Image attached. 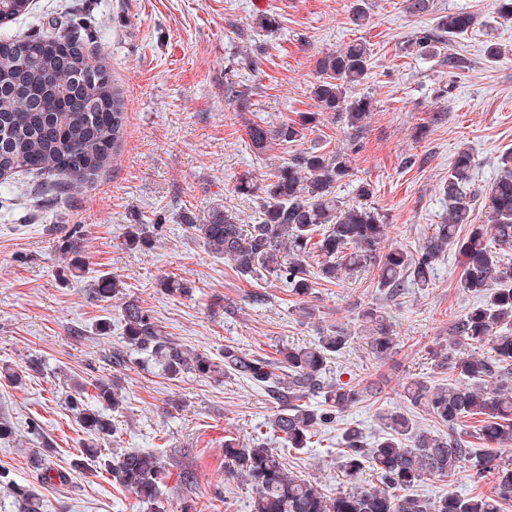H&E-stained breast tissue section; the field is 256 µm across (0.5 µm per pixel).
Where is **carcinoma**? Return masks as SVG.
Returning a JSON list of instances; mask_svg holds the SVG:
<instances>
[{"instance_id":"obj_1","label":"carcinoma","mask_w":512,"mask_h":512,"mask_svg":"<svg viewBox=\"0 0 512 512\" xmlns=\"http://www.w3.org/2000/svg\"><path fill=\"white\" fill-rule=\"evenodd\" d=\"M31 0H0V19L8 23L26 14ZM475 25L469 12L436 17L431 29L415 37L426 54L441 55L448 39L468 33ZM97 36L78 20H54L36 34L0 38V174L27 172L50 181L59 194H70L116 159L123 137L124 112L112 75L95 48ZM320 77L311 94L318 111L301 112L296 120L276 126L248 125L249 148L262 155L278 141L286 145L305 139L324 112L345 115L350 128H361L371 112L370 100L349 94L367 78L369 48L361 42L329 51L319 62ZM474 158L461 148L454 156L442 194L448 217L411 252L390 241L391 225L371 206L372 184L360 183L355 201L337 199L336 184L351 176L348 161L316 148L304 149L275 165L259 184L250 172L239 176L238 195L257 200L258 217L242 223L225 206L213 208L203 221L185 212L181 221L200 237L211 253L224 259L243 277L274 273L299 296L311 294L317 282L336 283L345 275L377 272L378 286L394 297L406 285L432 287L435 266L466 230L460 253L463 271L458 288L478 299L455 323L458 341L473 348L466 358L448 365V355L433 353L437 367L451 368L458 377L429 387L415 381L406 398L448 425V435H433L401 412L383 417L385 434L373 445L356 429L344 432L345 450L339 472L345 489L329 496L315 482L291 475L281 449L255 437L247 443L224 442V476L242 478L254 493L252 512H512V458L484 453L473 456L470 442L455 434L467 417H481L476 435L484 444L512 448V264L504 253L512 249V152L501 155L498 174L483 193L471 189ZM483 204L488 223L472 222L476 204ZM160 224H130L125 246L145 253L156 244ZM68 269L82 271L81 249L70 237L64 246ZM120 294L119 283L100 277L93 298L106 301ZM121 345L109 357L117 367L133 354L148 355L162 364L170 378L192 373L200 377H242L265 390L277 404L271 427L287 448H304L336 413L359 402L360 389L324 378L331 355L341 352L350 336L336 329L322 334L312 346L288 347L279 358L265 360L224 346L223 364L206 353L190 350L167 336L148 310L134 301L124 304ZM367 350L379 361L394 349L388 317L369 308ZM80 386L70 395L88 436V460L132 491L142 503L154 504L164 472L160 457L134 451L102 453L98 442L115 432L112 420L85 407L84 400L105 403L117 412L123 400L109 380ZM323 396L313 408L305 403ZM471 463L473 480L492 477V491L469 497L448 492L423 499L410 490L430 477L455 476L461 463ZM377 472L380 487L361 483L365 468Z\"/></svg>"}]
</instances>
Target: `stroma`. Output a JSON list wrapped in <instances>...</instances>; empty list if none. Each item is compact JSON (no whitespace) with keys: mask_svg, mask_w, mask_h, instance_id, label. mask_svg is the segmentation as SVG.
<instances>
[{"mask_svg":"<svg viewBox=\"0 0 512 512\" xmlns=\"http://www.w3.org/2000/svg\"><path fill=\"white\" fill-rule=\"evenodd\" d=\"M353 2L33 0L27 14L0 26V35L25 36L52 19H91L125 112L116 162L82 190L43 203L29 195V174L0 180V197L14 200L0 207V368L24 378L17 386L0 380V420L13 428L0 440V512H24L26 492L41 512H179L186 502L195 512H251V486L224 476V443L272 437L271 398L234 377L172 379L137 354L127 366L112 367L108 356L120 342L127 299L149 310L167 335L216 360L228 344L274 359L280 349L316 342L323 331L347 332L351 341L330 360L326 378L360 388L362 401L283 459L289 472L327 494L339 489L336 465L347 428H359L371 443L383 435L382 415L399 411L422 429L442 432L411 405L405 389L415 380L434 385L449 378L434 351L453 362L468 354L452 333L473 303L457 286L458 247H449L424 291L409 287L391 298L374 273L361 272L300 297L275 275L241 277L180 220L185 212L203 217L226 205L252 223V198L233 191L238 176L249 171L264 180L275 163L314 146L349 160L351 175L336 186L339 200L371 183L372 204L391 224L394 243L413 249L445 215L440 184L460 148L474 157L473 188L493 181L501 154L512 149V23L497 17L493 0H434L438 14L464 9L476 17L471 32L446 47L466 61L451 69L411 45L434 15L408 12L404 0H367L368 18L357 26ZM261 15L276 18L275 30L257 28ZM354 41L365 43L372 57L369 77L352 90L372 104L361 131L330 112L305 140L254 153L248 124L272 126L315 111L319 60ZM491 44L502 49L493 62L486 55ZM234 82L246 100L233 97ZM141 218L164 224L146 253L123 245L127 226ZM74 231L85 267L79 277L62 253ZM102 275L120 280L123 298L90 300ZM164 276L188 280L193 289L165 293L158 286ZM305 306L314 308L313 319L302 318ZM370 308L390 316L396 341L381 362L364 344L362 315ZM103 317L111 320L105 333L97 328ZM100 379L112 380L125 398L112 416L116 432L106 448L155 451L163 459L157 506L141 503L98 468L73 467L85 435L68 407L71 385ZM188 469L196 477L190 486L181 481ZM491 487L473 482L463 468L453 479L424 481L417 492L428 499L450 491L467 497Z\"/></svg>","mask_w":512,"mask_h":512,"instance_id":"stroma-1","label":"stroma"}]
</instances>
